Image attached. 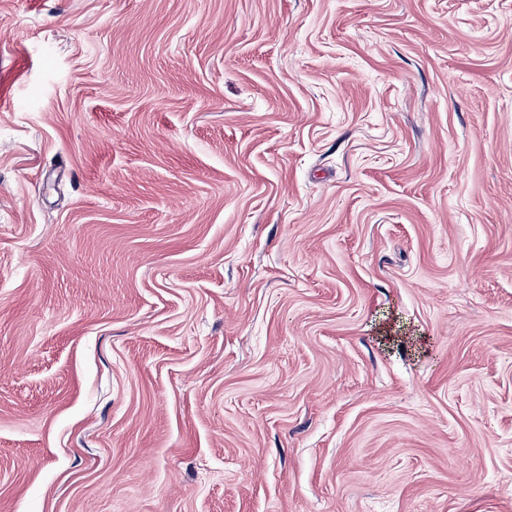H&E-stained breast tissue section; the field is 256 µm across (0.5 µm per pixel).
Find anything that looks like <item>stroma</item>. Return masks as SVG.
<instances>
[{
	"label": "stroma",
	"mask_w": 512,
	"mask_h": 512,
	"mask_svg": "<svg viewBox=\"0 0 512 512\" xmlns=\"http://www.w3.org/2000/svg\"><path fill=\"white\" fill-rule=\"evenodd\" d=\"M0 512H512V0H0Z\"/></svg>",
	"instance_id": "35a3bbf8"
}]
</instances>
